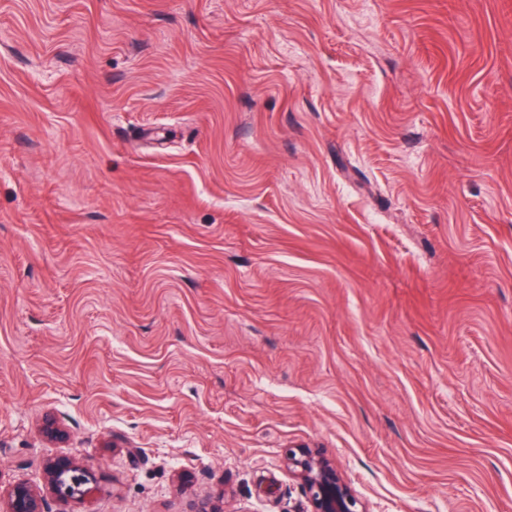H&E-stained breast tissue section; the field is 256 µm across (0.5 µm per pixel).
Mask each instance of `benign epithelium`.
Listing matches in <instances>:
<instances>
[{"mask_svg":"<svg viewBox=\"0 0 512 512\" xmlns=\"http://www.w3.org/2000/svg\"><path fill=\"white\" fill-rule=\"evenodd\" d=\"M42 435L50 440L64 438L65 432L51 415L40 424ZM288 468L299 480L312 506V512H367L336 465L318 448L288 451ZM94 476L71 457H55L45 466V488L25 483L12 486L8 493V512H46L45 493L66 502L82 499L92 491Z\"/></svg>","mask_w":512,"mask_h":512,"instance_id":"obj_1","label":"benign epithelium"}]
</instances>
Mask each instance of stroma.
Instances as JSON below:
<instances>
[{
    "label": "stroma",
    "mask_w": 512,
    "mask_h": 512,
    "mask_svg": "<svg viewBox=\"0 0 512 512\" xmlns=\"http://www.w3.org/2000/svg\"><path fill=\"white\" fill-rule=\"evenodd\" d=\"M299 447L512 512V0H0V492L310 512ZM95 477L71 457H55L45 466V489L58 501L82 500Z\"/></svg>",
    "instance_id": "stroma-1"
}]
</instances>
